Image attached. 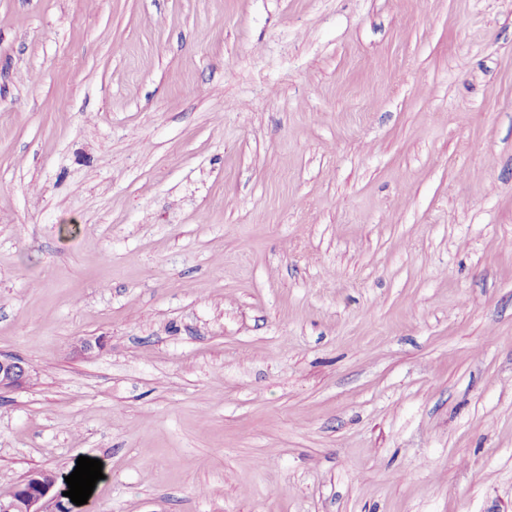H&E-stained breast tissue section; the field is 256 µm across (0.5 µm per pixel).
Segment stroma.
I'll use <instances>...</instances> for the list:
<instances>
[{"instance_id":"stroma-1","label":"stroma","mask_w":512,"mask_h":512,"mask_svg":"<svg viewBox=\"0 0 512 512\" xmlns=\"http://www.w3.org/2000/svg\"><path fill=\"white\" fill-rule=\"evenodd\" d=\"M0 354V496L512 512V0H0ZM28 376V368L23 359L0 355V390L20 386ZM65 491L44 471H31L7 497H0V512H67Z\"/></svg>"}]
</instances>
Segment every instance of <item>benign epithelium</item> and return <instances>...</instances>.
I'll list each match as a JSON object with an SVG mask.
<instances>
[{
  "label": "benign epithelium",
  "mask_w": 512,
  "mask_h": 512,
  "mask_svg": "<svg viewBox=\"0 0 512 512\" xmlns=\"http://www.w3.org/2000/svg\"><path fill=\"white\" fill-rule=\"evenodd\" d=\"M28 376L23 359L0 355V390L20 386ZM66 488L44 471L35 470L6 497H0V512H66Z\"/></svg>",
  "instance_id": "benign-epithelium-1"
}]
</instances>
